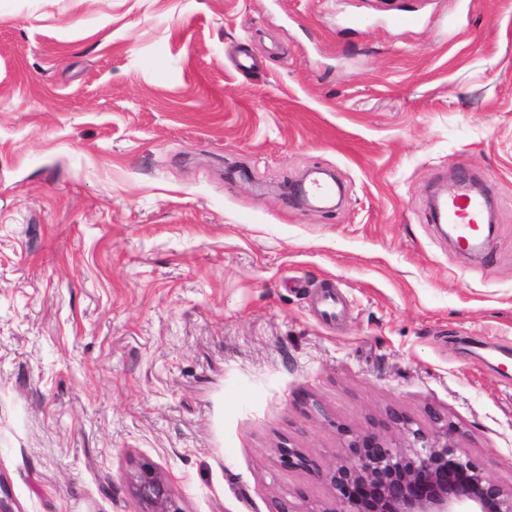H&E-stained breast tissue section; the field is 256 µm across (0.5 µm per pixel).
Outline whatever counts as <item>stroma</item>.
Instances as JSON below:
<instances>
[{
    "label": "stroma",
    "mask_w": 512,
    "mask_h": 512,
    "mask_svg": "<svg viewBox=\"0 0 512 512\" xmlns=\"http://www.w3.org/2000/svg\"><path fill=\"white\" fill-rule=\"evenodd\" d=\"M464 171L477 256L429 214ZM392 407L512 486V0H0L12 512H142L145 460L183 512L327 508L278 447L329 468Z\"/></svg>",
    "instance_id": "1"
}]
</instances>
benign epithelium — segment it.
<instances>
[{"label":"benign epithelium","instance_id":"1","mask_svg":"<svg viewBox=\"0 0 512 512\" xmlns=\"http://www.w3.org/2000/svg\"><path fill=\"white\" fill-rule=\"evenodd\" d=\"M387 418L390 435L336 424L344 454L326 472L292 443L278 448V462L324 477L334 506L321 512H512V488L462 450V429L448 415L433 413L425 428L395 409ZM132 485L147 512H183L153 464H138Z\"/></svg>","mask_w":512,"mask_h":512}]
</instances>
